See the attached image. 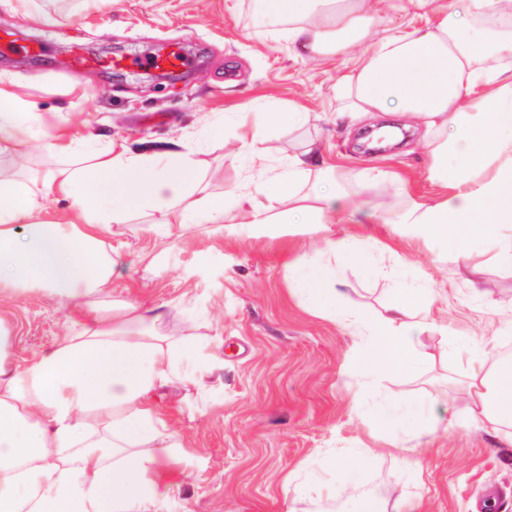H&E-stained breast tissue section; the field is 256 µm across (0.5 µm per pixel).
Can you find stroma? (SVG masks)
Listing matches in <instances>:
<instances>
[{
  "mask_svg": "<svg viewBox=\"0 0 512 512\" xmlns=\"http://www.w3.org/2000/svg\"><path fill=\"white\" fill-rule=\"evenodd\" d=\"M258 0H0V29L23 43L42 42L50 56L0 62V74L17 78L21 91L56 122H84L93 135L137 152H184L197 162L194 197L222 199L233 223L180 227V210L167 219L173 232L161 240L151 230L157 215L132 211L99 232L121 256L112 298L163 306L161 332L195 336L206 356L198 386L161 390L155 413L178 436L175 456L152 473L158 512H358L410 500L418 512H472L485 485H496L502 507L512 508V427L499 431L468 422L455 361V342L475 344L489 360L512 348V273L502 269L492 245L455 261L446 242L394 231L386 219L404 199L433 203L449 196L432 184L426 156L415 138L397 149L367 152L358 134L366 121L334 115L337 80L356 54L299 57L288 47L284 22H267ZM384 17L371 31L377 40L402 28L436 24L438 14L414 0H375ZM178 48L205 61L187 79L161 84L146 71L110 68L112 58ZM295 108L309 123L292 133L265 125L259 115ZM246 121L257 130L267 162L278 165L314 144L335 167L343 186L336 216L344 234L371 243L381 274L360 265L337 267L353 309L384 312L400 288H428L433 303L422 349L431 365L418 376H382L361 389L348 359L357 342L351 331L294 293L291 266L303 273L322 246L323 234L305 225L260 230L234 208L250 166L236 137ZM224 137L212 139V126ZM388 177L371 182L364 169ZM360 206L348 215L347 205ZM155 257L145 270L142 256ZM82 308L58 305L40 294L0 291V323L14 340L11 363L48 351L85 321ZM417 400L428 411L421 445L403 446L400 431H376L371 410L382 395ZM372 453L353 495L316 502L299 496V469L343 463L359 449Z\"/></svg>",
  "mask_w": 512,
  "mask_h": 512,
  "instance_id": "obj_1",
  "label": "stroma"
}]
</instances>
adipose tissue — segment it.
<instances>
[{
  "label": "adipose tissue",
  "mask_w": 512,
  "mask_h": 512,
  "mask_svg": "<svg viewBox=\"0 0 512 512\" xmlns=\"http://www.w3.org/2000/svg\"><path fill=\"white\" fill-rule=\"evenodd\" d=\"M264 3L265 19L292 20L288 44L299 56H334L364 44L363 61L336 85L337 118L391 111L422 126L428 177L455 192L436 204L406 203L389 223L447 240L458 259L491 243L512 270V0H450L437 26L372 43L366 37L383 18L371 0ZM16 85L0 75V288L83 307L92 320L21 365L7 363L13 336L0 324V512H157L149 473L179 441L155 415L156 393L195 384L202 348L189 337L160 335L158 308L101 306L119 258L93 230L124 222L135 206L163 214L183 204L189 216L201 213L217 225L228 215L223 201L190 200L189 154L145 155L78 126H53ZM240 139L254 162V189L237 200L249 223H271L276 205L286 203L326 233L336 221L334 167L310 146L273 175L257 138ZM33 144L63 160L38 181L11 168L19 148ZM312 175L327 190L308 206L302 188ZM51 199L65 200L73 220H43ZM319 254L313 280L298 287L358 335L349 364L361 386L382 374L423 372L430 289L400 290L385 313L369 315L344 306L330 277L331 262H363L364 250L349 236L326 233ZM454 353L468 368L470 421L511 427L512 361L487 362L468 345ZM371 420L409 442L422 436L405 399L383 397Z\"/></svg>",
  "instance_id": "ef3b65f1"
}]
</instances>
